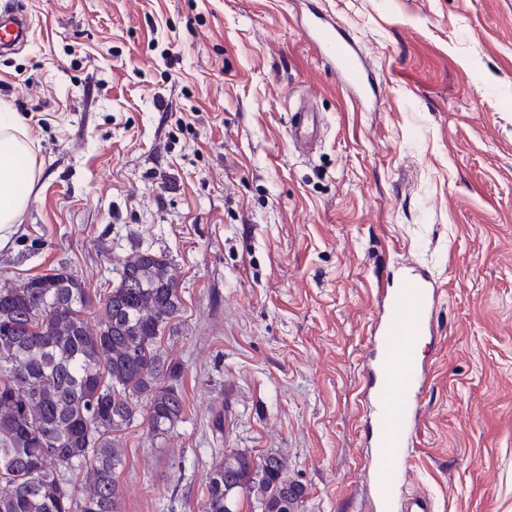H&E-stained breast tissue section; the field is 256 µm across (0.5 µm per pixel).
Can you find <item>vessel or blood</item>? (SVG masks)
Masks as SVG:
<instances>
[{"instance_id":"obj_1","label":"vessel or blood","mask_w":512,"mask_h":512,"mask_svg":"<svg viewBox=\"0 0 512 512\" xmlns=\"http://www.w3.org/2000/svg\"><path fill=\"white\" fill-rule=\"evenodd\" d=\"M29 29L24 9L16 0H0V47L22 40ZM304 37L356 102H363L368 74L342 25L310 11L302 26ZM294 140L313 143L312 113L296 110ZM437 289L429 276L408 266L394 275L383 314L372 331L374 351L365 368L375 381L364 393L373 426L368 460L372 512H434L426 493L405 494L407 451L416 437L420 394L427 380L420 361L419 342L432 331L431 315Z\"/></svg>"}]
</instances>
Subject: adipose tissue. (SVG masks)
I'll return each instance as SVG.
<instances>
[{
    "instance_id": "1",
    "label": "adipose tissue",
    "mask_w": 512,
    "mask_h": 512,
    "mask_svg": "<svg viewBox=\"0 0 512 512\" xmlns=\"http://www.w3.org/2000/svg\"><path fill=\"white\" fill-rule=\"evenodd\" d=\"M36 155L17 113L0 101V241L30 202Z\"/></svg>"
}]
</instances>
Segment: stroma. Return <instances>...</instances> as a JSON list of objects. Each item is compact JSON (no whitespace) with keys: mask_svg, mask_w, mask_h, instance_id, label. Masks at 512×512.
<instances>
[{"mask_svg":"<svg viewBox=\"0 0 512 512\" xmlns=\"http://www.w3.org/2000/svg\"><path fill=\"white\" fill-rule=\"evenodd\" d=\"M18 2L30 34L0 49V99L37 173L0 271L64 267L95 299L138 250L179 275L161 347L185 408L165 436L122 431L121 512H202L227 448L286 456L300 512H369L364 360L404 265L438 284L405 489L512 512V0ZM311 3L371 107L303 37ZM293 139L312 144L315 141L316 129L313 114L297 109L294 112V124L292 126Z\"/></svg>","mask_w":512,"mask_h":512,"instance_id":"obj_1","label":"stroma"}]
</instances>
